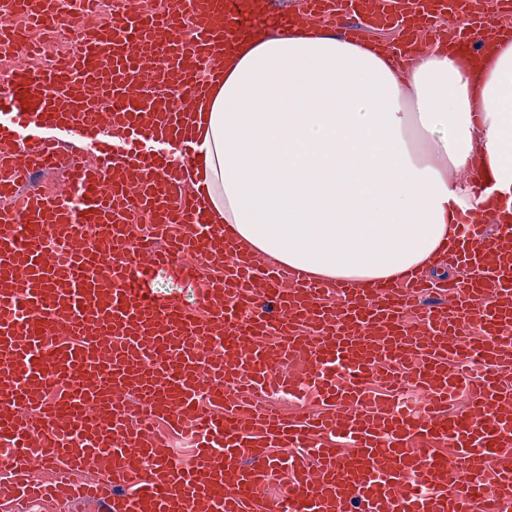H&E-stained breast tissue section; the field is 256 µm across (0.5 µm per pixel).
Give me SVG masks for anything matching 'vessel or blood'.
Segmentation results:
<instances>
[{"label":"vessel or blood","instance_id":"b4317fda","mask_svg":"<svg viewBox=\"0 0 512 512\" xmlns=\"http://www.w3.org/2000/svg\"><path fill=\"white\" fill-rule=\"evenodd\" d=\"M90 2L0 0L14 61L0 83V512H512V214L456 216L436 262L462 280L411 274L368 295L258 260L183 180L198 160L188 110L223 77L240 0L159 14L117 0L92 29ZM446 11L466 64L512 37L479 0H305L278 24L326 17L361 41ZM17 14L46 31L66 19L76 50L31 70ZM60 166L64 189L28 190ZM135 214L150 226L136 241ZM200 260L222 274L200 280L199 310L140 285L145 267ZM295 358L306 370L282 374ZM409 385L424 408L401 402ZM463 388L468 411L449 412ZM308 389L321 409L302 417L257 400ZM158 422L194 437L193 465ZM281 473L287 494L268 497Z\"/></svg>","mask_w":512,"mask_h":512}]
</instances>
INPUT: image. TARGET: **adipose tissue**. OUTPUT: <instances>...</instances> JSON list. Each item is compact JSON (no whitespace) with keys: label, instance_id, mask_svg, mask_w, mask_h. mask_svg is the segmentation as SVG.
Listing matches in <instances>:
<instances>
[{"label":"adipose tissue","instance_id":"1","mask_svg":"<svg viewBox=\"0 0 512 512\" xmlns=\"http://www.w3.org/2000/svg\"><path fill=\"white\" fill-rule=\"evenodd\" d=\"M390 59L311 25L239 38L191 107L201 204L255 251L367 292L431 272L451 204L483 208L472 162L512 211V42L476 72L438 47L404 78Z\"/></svg>","mask_w":512,"mask_h":512}]
</instances>
